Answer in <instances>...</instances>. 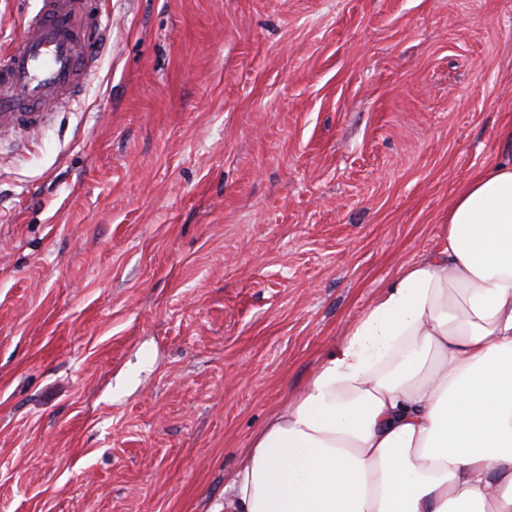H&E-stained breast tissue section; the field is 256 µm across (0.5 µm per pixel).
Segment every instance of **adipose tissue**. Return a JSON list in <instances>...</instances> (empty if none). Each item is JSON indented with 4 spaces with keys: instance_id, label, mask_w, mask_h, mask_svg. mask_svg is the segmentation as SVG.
<instances>
[{
    "instance_id": "obj_1",
    "label": "adipose tissue",
    "mask_w": 512,
    "mask_h": 512,
    "mask_svg": "<svg viewBox=\"0 0 512 512\" xmlns=\"http://www.w3.org/2000/svg\"><path fill=\"white\" fill-rule=\"evenodd\" d=\"M254 434L224 512H512V127Z\"/></svg>"
}]
</instances>
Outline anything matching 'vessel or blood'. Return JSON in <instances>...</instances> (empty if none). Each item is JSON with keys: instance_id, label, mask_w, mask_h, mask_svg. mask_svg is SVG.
Segmentation results:
<instances>
[{"instance_id": "obj_1", "label": "vessel or blood", "mask_w": 512, "mask_h": 512, "mask_svg": "<svg viewBox=\"0 0 512 512\" xmlns=\"http://www.w3.org/2000/svg\"><path fill=\"white\" fill-rule=\"evenodd\" d=\"M101 55L88 0H40L0 48V135L43 126L84 92Z\"/></svg>"}]
</instances>
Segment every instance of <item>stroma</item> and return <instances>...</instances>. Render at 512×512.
I'll list each match as a JSON object with an SVG mask.
<instances>
[{"label": "stroma", "instance_id": "obj_1", "mask_svg": "<svg viewBox=\"0 0 512 512\" xmlns=\"http://www.w3.org/2000/svg\"><path fill=\"white\" fill-rule=\"evenodd\" d=\"M0 140V512H222L224 476L512 126V0H105Z\"/></svg>", "mask_w": 512, "mask_h": 512}]
</instances>
